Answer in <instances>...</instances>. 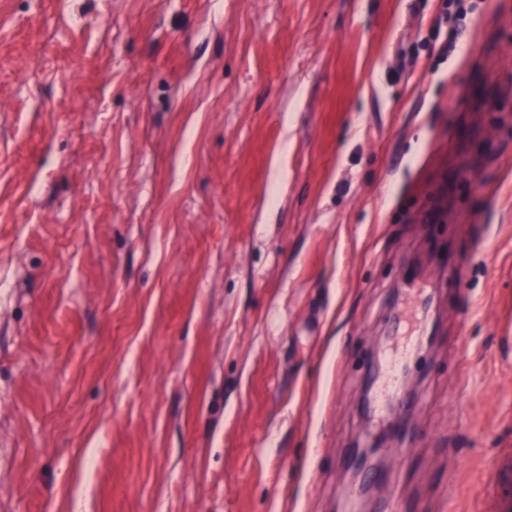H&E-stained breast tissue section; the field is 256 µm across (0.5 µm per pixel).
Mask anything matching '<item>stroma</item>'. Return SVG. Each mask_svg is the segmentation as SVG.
Returning <instances> with one entry per match:
<instances>
[{
    "label": "stroma",
    "instance_id": "1",
    "mask_svg": "<svg viewBox=\"0 0 512 512\" xmlns=\"http://www.w3.org/2000/svg\"><path fill=\"white\" fill-rule=\"evenodd\" d=\"M503 450L512 0H0V512H486Z\"/></svg>",
    "mask_w": 512,
    "mask_h": 512
}]
</instances>
